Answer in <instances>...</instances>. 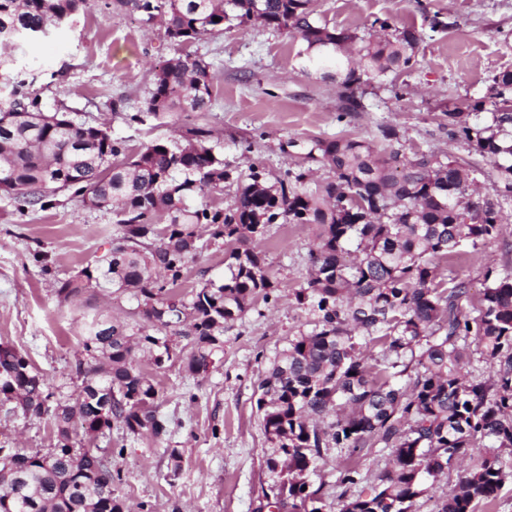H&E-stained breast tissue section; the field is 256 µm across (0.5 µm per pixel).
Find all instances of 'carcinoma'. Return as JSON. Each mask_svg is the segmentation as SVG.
Segmentation results:
<instances>
[{
	"mask_svg": "<svg viewBox=\"0 0 512 512\" xmlns=\"http://www.w3.org/2000/svg\"><path fill=\"white\" fill-rule=\"evenodd\" d=\"M316 2L112 0V16L160 21L174 46L221 34L232 20L286 33L308 57L336 59L340 121L361 107L364 84L413 66L423 35L387 19L362 31L331 27ZM86 4L0 0V47L46 38ZM13 65L0 54V194L21 212L46 211L68 195L112 213V248L57 280L55 294L66 305L90 288H110L136 307L130 323H82L74 403L28 355L0 342V403L13 404L5 413L46 417L54 433L44 453L11 448L0 457V512H125L113 496L112 460L91 444L114 427L155 443L168 434L159 389L136 353L158 367L176 357L191 375L207 372L224 352L225 323L276 290L257 251L271 224L318 228L310 277L288 294L313 328L288 339L258 386L273 507L323 512L311 476L328 448L349 459L338 478L346 487L340 512H410L478 445L488 452L460 470L438 512H476L497 497L501 453L512 455V269L487 272L475 301L469 283L441 264L499 235L500 196H512V70L492 78L484 99L441 113L448 136L497 162L494 185L503 190L491 195L471 188L456 159L400 154L393 128L382 130L380 149L353 136L313 140L306 158L328 168L322 182L301 164L282 176L254 166L237 173L208 146L203 127L129 153L107 129L76 122L64 107L47 109L35 80L13 74ZM211 100L209 63L175 53L152 73L147 111L204 112ZM487 105L491 124L472 121ZM226 182L236 184L228 207L203 201ZM474 214L479 221H465ZM205 234L209 244L229 245L228 274L182 295L176 286ZM475 358L493 369L489 379L462 372ZM375 448L387 453V466L369 492L347 496L360 481L357 459Z\"/></svg>",
	"mask_w": 512,
	"mask_h": 512,
	"instance_id": "1",
	"label": "carcinoma"
}]
</instances>
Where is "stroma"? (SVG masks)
I'll return each instance as SVG.
<instances>
[{
  "label": "stroma",
  "instance_id": "1",
  "mask_svg": "<svg viewBox=\"0 0 512 512\" xmlns=\"http://www.w3.org/2000/svg\"><path fill=\"white\" fill-rule=\"evenodd\" d=\"M108 0H88L72 21L19 54L20 69L39 72L36 83L47 107L65 105L75 121L106 125L129 151L169 141L189 127L209 129V144L239 173L258 166L280 175L294 166L315 138L355 136L380 146V129H397L402 155L432 151L462 159L471 177L491 190L489 159L450 140L440 111L459 101L482 99L492 77L512 70V0H318L320 17L336 27L364 28L395 17L426 34L413 67L366 86L359 111L339 117L335 80L309 68L302 45L258 24H225L223 33L188 43L185 53L210 65L212 101L204 112H147L151 72L173 49L162 25L115 19ZM450 30L429 34L432 17ZM111 213L74 199L56 207L18 213L0 195V340L26 352L53 389L76 393L71 368L81 350L80 321L93 314L125 317L127 300L90 289L77 305H59L56 279L74 274L112 246ZM315 229L309 224L270 225L259 249L272 300L256 298L224 327V351L206 373L192 376L179 362L156 368L140 356L159 388L158 412L168 419L166 445L113 430L100 440L121 479L115 496L129 508L152 512H258L272 479L265 467L267 443L256 409L258 383L290 337L310 331L312 319L288 297L308 276ZM48 256L47 266L33 259ZM225 248L208 245L193 259L178 290L187 294L205 277L224 273ZM512 266V199L504 203L499 237L480 252L463 248L451 275L481 288L487 268ZM47 450L53 431L46 420L0 413V442ZM182 453L178 476L169 473L166 448Z\"/></svg>",
  "mask_w": 512,
  "mask_h": 512
}]
</instances>
